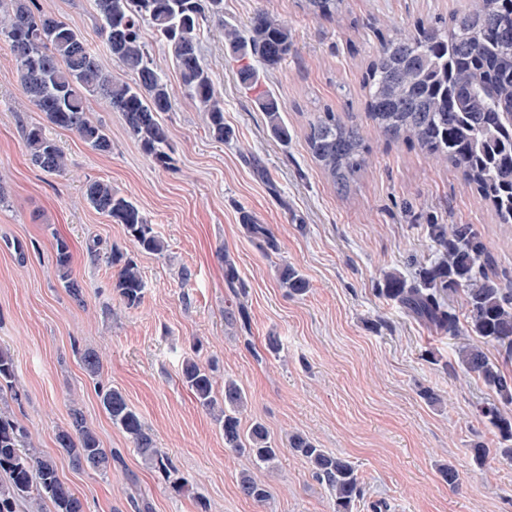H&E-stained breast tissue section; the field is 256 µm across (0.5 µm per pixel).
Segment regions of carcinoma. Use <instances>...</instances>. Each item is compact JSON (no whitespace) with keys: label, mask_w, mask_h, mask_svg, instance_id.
Returning <instances> with one entry per match:
<instances>
[{"label":"carcinoma","mask_w":512,"mask_h":512,"mask_svg":"<svg viewBox=\"0 0 512 512\" xmlns=\"http://www.w3.org/2000/svg\"><path fill=\"white\" fill-rule=\"evenodd\" d=\"M345 2L298 0L304 12L328 22L343 19ZM94 9L101 38L132 81L113 79L81 33L42 11L38 0H0V40L8 44L25 92L48 124L75 133L99 153H109L110 137L89 117L91 104L103 102L122 114L147 158L162 168L172 167L170 135L161 121V113L172 109L170 84L145 41L148 28L167 48L188 97L204 112L211 138L224 142L231 131L198 43L201 27L214 21L224 27L229 51L240 62L238 79L255 93L271 134L288 141L281 104L263 88L259 72L278 67L292 51L285 22L260 9L241 31L224 24V0H94ZM362 91L366 118L386 142L408 143L433 160L449 163L491 206L499 223L512 225V0H468L446 20L394 29L379 39ZM24 138L33 165L49 175L66 172L67 158L45 126L28 127ZM305 146L328 181L344 193L366 169L371 152L360 124L328 110L314 113L307 123ZM85 196L95 210L123 225L141 250L164 252L154 225L111 184L90 181ZM240 223L260 247L277 250L274 235L255 215L241 212ZM425 230L435 248L434 260L411 280L397 270L384 273L378 291L429 327L454 337L465 330L478 339L476 344L460 343L457 360L496 395L479 413L497 430L500 454L512 459V370L507 368L512 359V290L485 272V248L471 225L428 224ZM54 258L64 288L82 302V287L70 277L72 253L66 240L55 239ZM109 262L119 266L113 290L127 307L139 305L145 283L138 264L113 247ZM277 278L291 296L309 288L292 265H281ZM458 294L465 303L463 323L447 303L449 296ZM486 345L499 348L504 362L491 360ZM80 360L89 376H98L102 361L96 350L85 349ZM214 371V366L187 357L181 380L196 402L215 414L224 447L249 455L259 469L273 467L280 449L268 429L257 421L241 427L239 413L247 404L243 386L226 378L222 394H217ZM17 396L14 359L0 348V512H15L21 501L30 502L36 512H84L82 500L61 480L55 461L32 446L27 427L12 412L9 399ZM99 397L112 424L142 461L162 470L174 492L189 491L188 481L160 455L152 433L123 393L106 388ZM57 442L79 470L105 475L112 469L115 454L101 446L76 406L68 428L58 431ZM289 446L332 492L336 512H351L362 496L355 466L302 434L292 435ZM239 488L257 502L269 499L265 482L251 473L241 475Z\"/></svg>","instance_id":"carcinoma-1"}]
</instances>
